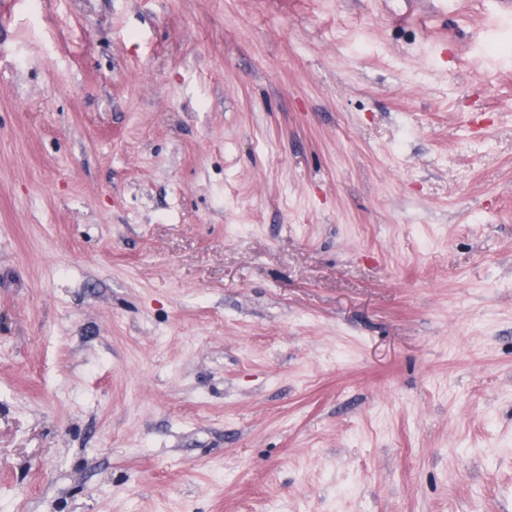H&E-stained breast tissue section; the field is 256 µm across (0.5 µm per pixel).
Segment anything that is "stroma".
Segmentation results:
<instances>
[{
  "instance_id": "stroma-1",
  "label": "stroma",
  "mask_w": 512,
  "mask_h": 512,
  "mask_svg": "<svg viewBox=\"0 0 512 512\" xmlns=\"http://www.w3.org/2000/svg\"><path fill=\"white\" fill-rule=\"evenodd\" d=\"M0 512H512L501 0H0Z\"/></svg>"
}]
</instances>
